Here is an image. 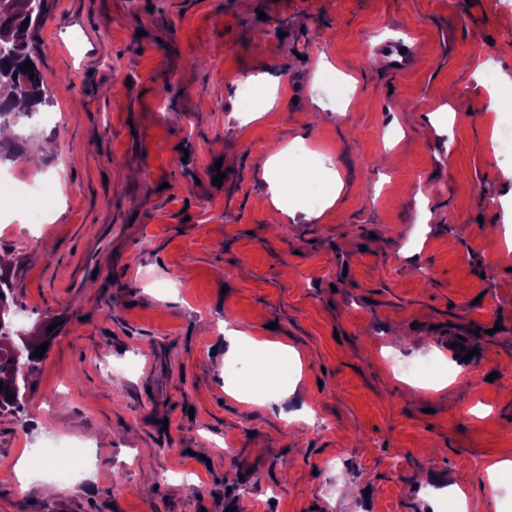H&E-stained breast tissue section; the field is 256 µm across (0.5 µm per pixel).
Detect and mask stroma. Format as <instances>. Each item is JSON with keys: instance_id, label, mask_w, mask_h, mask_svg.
Returning a JSON list of instances; mask_svg holds the SVG:
<instances>
[{"instance_id": "1", "label": "stroma", "mask_w": 512, "mask_h": 512, "mask_svg": "<svg viewBox=\"0 0 512 512\" xmlns=\"http://www.w3.org/2000/svg\"><path fill=\"white\" fill-rule=\"evenodd\" d=\"M32 45L58 124L22 119L14 140L51 149L0 168L54 194L45 223H0V274L47 349L0 411V471L51 433L94 452L81 487L1 483L0 512H512V474L485 477L512 460V159L489 107L512 0H45ZM297 137L343 187L293 223L262 162ZM228 327L300 352L287 404L262 353L243 380L263 403L230 396ZM460 333L474 360L449 355Z\"/></svg>"}]
</instances>
